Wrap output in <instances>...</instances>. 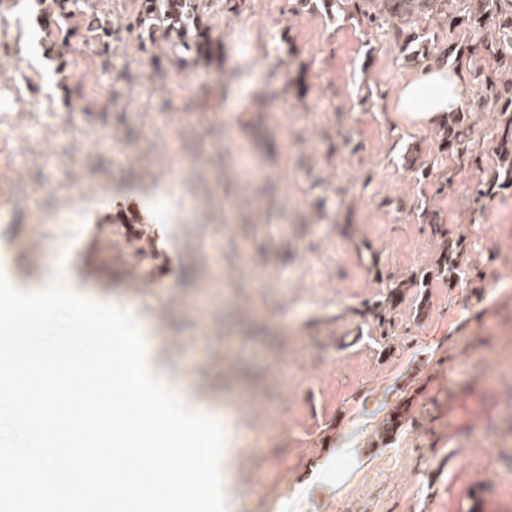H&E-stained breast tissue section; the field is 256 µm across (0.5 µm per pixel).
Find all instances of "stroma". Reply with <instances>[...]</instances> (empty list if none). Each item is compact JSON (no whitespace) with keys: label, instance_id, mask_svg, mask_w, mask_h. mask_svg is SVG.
Listing matches in <instances>:
<instances>
[{"label":"stroma","instance_id":"obj_1","mask_svg":"<svg viewBox=\"0 0 512 512\" xmlns=\"http://www.w3.org/2000/svg\"><path fill=\"white\" fill-rule=\"evenodd\" d=\"M49 45L37 0H0V274L39 290L62 260L128 311L169 389L234 453L227 512H512V189L479 203L503 119L460 60L481 154L394 105L418 72L387 28L301 0H210L223 52L133 28ZM464 239L461 283L429 278ZM157 225L147 268L125 227ZM387 305L385 327L364 311ZM456 371H449V364ZM464 242L455 241L448 243V249L445 250L438 260L435 262L433 270L421 272L419 278L413 276L410 280L398 282L391 289V297H394L401 288H422L424 282L433 274L448 278V284L455 283L459 278L461 279L464 270L462 268L464 261Z\"/></svg>","mask_w":512,"mask_h":512}]
</instances>
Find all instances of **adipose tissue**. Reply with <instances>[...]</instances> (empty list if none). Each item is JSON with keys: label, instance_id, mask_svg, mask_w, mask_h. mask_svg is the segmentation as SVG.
I'll list each match as a JSON object with an SVG mask.
<instances>
[{"label": "adipose tissue", "instance_id": "obj_1", "mask_svg": "<svg viewBox=\"0 0 512 512\" xmlns=\"http://www.w3.org/2000/svg\"><path fill=\"white\" fill-rule=\"evenodd\" d=\"M462 86L459 77L444 65L423 68L405 81L396 106L407 122L420 126L435 124L445 115L460 110Z\"/></svg>", "mask_w": 512, "mask_h": 512}]
</instances>
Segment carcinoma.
<instances>
[{"instance_id":"1","label":"carcinoma","mask_w":512,"mask_h":512,"mask_svg":"<svg viewBox=\"0 0 512 512\" xmlns=\"http://www.w3.org/2000/svg\"><path fill=\"white\" fill-rule=\"evenodd\" d=\"M450 0H315L324 11L332 14L338 10L354 11L364 15L369 22L383 21L390 26L394 44L407 59L420 64L434 61L446 64L458 60L461 55L494 59L504 68L512 67V45L497 40L488 34L480 36L460 47L455 43H437L426 28L418 27L421 18H434L448 24V29L469 27L473 30L493 28L505 33L512 31V0H460L457 11L447 8ZM42 13L54 18L55 28L50 36L63 38L67 43L74 38L81 19L88 26L95 15L87 13L83 0H39ZM200 0H144L143 11L138 26L149 25L150 32H161V36L174 46L194 49L196 56L206 58L216 49L210 36V27L204 22L206 13L199 10ZM475 85L485 89L487 101L493 103L497 112L504 117L498 137L493 142L492 151L498 159L486 179L474 187L476 200H493L497 192L512 188V77L505 80L497 71L478 69L474 74ZM442 150L455 154L459 163L477 164L472 143L471 127L464 113L452 112L443 122ZM464 242L448 243L435 262L434 269L423 272L419 277L399 282L391 289L396 295L403 288H421L433 274L448 278L452 284L464 274Z\"/></svg>"}]
</instances>
